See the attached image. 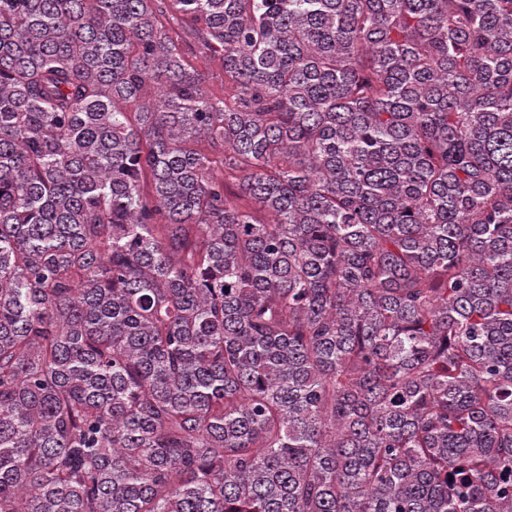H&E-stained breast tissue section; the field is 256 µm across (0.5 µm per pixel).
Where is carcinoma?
Masks as SVG:
<instances>
[{"instance_id": "carcinoma-1", "label": "carcinoma", "mask_w": 512, "mask_h": 512, "mask_svg": "<svg viewBox=\"0 0 512 512\" xmlns=\"http://www.w3.org/2000/svg\"><path fill=\"white\" fill-rule=\"evenodd\" d=\"M0 512H512V0H0Z\"/></svg>"}]
</instances>
